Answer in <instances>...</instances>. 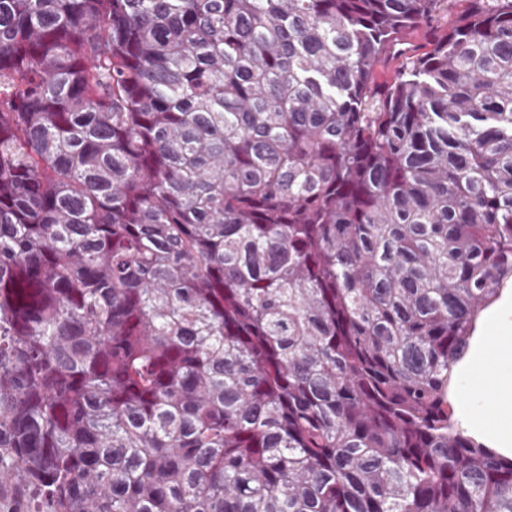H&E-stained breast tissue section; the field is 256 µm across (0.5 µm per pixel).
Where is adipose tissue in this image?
Returning <instances> with one entry per match:
<instances>
[{"label": "adipose tissue", "mask_w": 512, "mask_h": 512, "mask_svg": "<svg viewBox=\"0 0 512 512\" xmlns=\"http://www.w3.org/2000/svg\"><path fill=\"white\" fill-rule=\"evenodd\" d=\"M496 345L492 340L481 341L471 351L466 371L482 386H492L495 405L492 414L471 417L472 429L488 440L491 447L512 454V383L500 380L491 371Z\"/></svg>", "instance_id": "obj_1"}]
</instances>
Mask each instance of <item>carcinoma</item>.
I'll use <instances>...</instances> for the list:
<instances>
[{
  "instance_id": "1",
  "label": "carcinoma",
  "mask_w": 512,
  "mask_h": 512,
  "mask_svg": "<svg viewBox=\"0 0 512 512\" xmlns=\"http://www.w3.org/2000/svg\"><path fill=\"white\" fill-rule=\"evenodd\" d=\"M456 2L0 0L26 512H512L449 399L512 283V0L396 49Z\"/></svg>"
}]
</instances>
